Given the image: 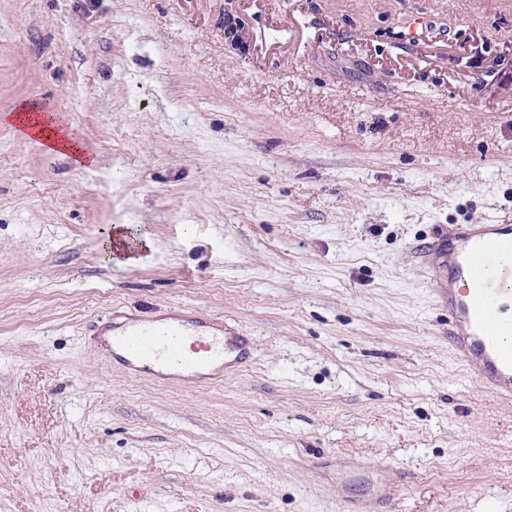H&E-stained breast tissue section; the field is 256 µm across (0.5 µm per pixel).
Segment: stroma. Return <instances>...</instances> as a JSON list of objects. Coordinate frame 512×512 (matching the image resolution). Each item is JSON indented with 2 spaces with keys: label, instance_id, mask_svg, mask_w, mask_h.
I'll use <instances>...</instances> for the list:
<instances>
[{
  "label": "stroma",
  "instance_id": "1",
  "mask_svg": "<svg viewBox=\"0 0 512 512\" xmlns=\"http://www.w3.org/2000/svg\"><path fill=\"white\" fill-rule=\"evenodd\" d=\"M0 0V512H512V399L451 347L416 251L512 224V0ZM127 225L125 264L104 242ZM191 308L250 365L114 363L113 312ZM223 20L225 46L242 56H249L252 48V37L245 19L239 12L226 9L224 6ZM0 122L12 125L20 135L38 142L48 153L70 157L77 164L90 161L82 142L54 112L21 104L12 111L2 112Z\"/></svg>",
  "mask_w": 512,
  "mask_h": 512
}]
</instances>
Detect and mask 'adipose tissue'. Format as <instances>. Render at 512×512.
<instances>
[{
  "mask_svg": "<svg viewBox=\"0 0 512 512\" xmlns=\"http://www.w3.org/2000/svg\"><path fill=\"white\" fill-rule=\"evenodd\" d=\"M0 122L12 125L20 135L38 142L49 153L70 157L78 164L90 160L82 142L56 113L23 104L0 114Z\"/></svg>",
  "mask_w": 512,
  "mask_h": 512,
  "instance_id": "1",
  "label": "adipose tissue"
}]
</instances>
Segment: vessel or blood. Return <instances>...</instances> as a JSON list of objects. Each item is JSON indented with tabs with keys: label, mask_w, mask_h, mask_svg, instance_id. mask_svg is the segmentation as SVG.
<instances>
[{
	"label": "vessel or blood",
	"mask_w": 512,
	"mask_h": 512,
	"mask_svg": "<svg viewBox=\"0 0 512 512\" xmlns=\"http://www.w3.org/2000/svg\"><path fill=\"white\" fill-rule=\"evenodd\" d=\"M511 224L436 226L421 249L424 273L437 303L448 311L453 347L464 355L470 376L501 399L512 398V259L504 258ZM190 334L180 316L164 324L131 317L109 322L110 349L128 370L159 377L177 374L191 382L206 374L231 372L250 342L228 330L209 332L206 317Z\"/></svg>",
	"instance_id": "b4317fda"
}]
</instances>
